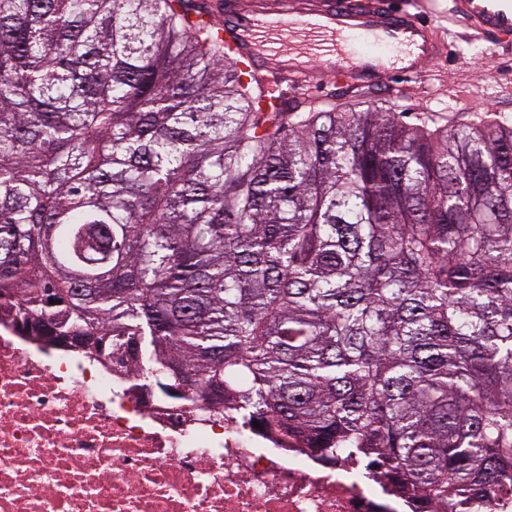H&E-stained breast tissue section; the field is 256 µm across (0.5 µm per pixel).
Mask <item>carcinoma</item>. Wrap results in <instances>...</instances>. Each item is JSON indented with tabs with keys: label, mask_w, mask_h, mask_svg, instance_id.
I'll list each match as a JSON object with an SVG mask.
<instances>
[{
	"label": "carcinoma",
	"mask_w": 512,
	"mask_h": 512,
	"mask_svg": "<svg viewBox=\"0 0 512 512\" xmlns=\"http://www.w3.org/2000/svg\"><path fill=\"white\" fill-rule=\"evenodd\" d=\"M0 313L406 492L512 486V126L270 100L190 0H0Z\"/></svg>",
	"instance_id": "1"
}]
</instances>
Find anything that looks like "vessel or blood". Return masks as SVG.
<instances>
[{"label": "vessel or blood", "instance_id": "vessel-or-blood-1", "mask_svg": "<svg viewBox=\"0 0 512 512\" xmlns=\"http://www.w3.org/2000/svg\"><path fill=\"white\" fill-rule=\"evenodd\" d=\"M221 11L235 58L257 64L273 53L274 36L295 26L315 37L314 59L330 80H370L389 53L418 76L440 51L435 0H223ZM449 16L469 37L499 47L512 38V0H450Z\"/></svg>", "mask_w": 512, "mask_h": 512}]
</instances>
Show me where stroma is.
<instances>
[{
  "label": "stroma",
  "instance_id": "stroma-1",
  "mask_svg": "<svg viewBox=\"0 0 512 512\" xmlns=\"http://www.w3.org/2000/svg\"><path fill=\"white\" fill-rule=\"evenodd\" d=\"M450 50L417 77L388 75L374 86L371 107L400 113L404 123L450 127L479 121L512 122V53L502 55L479 41L459 34L443 32ZM277 60H265L263 76H277L280 89L289 97L337 102H357L359 91L323 81L317 67H310L305 85L290 83L280 72Z\"/></svg>",
  "mask_w": 512,
  "mask_h": 512
}]
</instances>
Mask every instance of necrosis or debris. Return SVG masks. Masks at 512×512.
<instances>
[{
    "mask_svg": "<svg viewBox=\"0 0 512 512\" xmlns=\"http://www.w3.org/2000/svg\"><path fill=\"white\" fill-rule=\"evenodd\" d=\"M0 320V512H448Z\"/></svg>",
    "mask_w": 512,
    "mask_h": 512,
    "instance_id": "1",
    "label": "necrosis or debris"
}]
</instances>
